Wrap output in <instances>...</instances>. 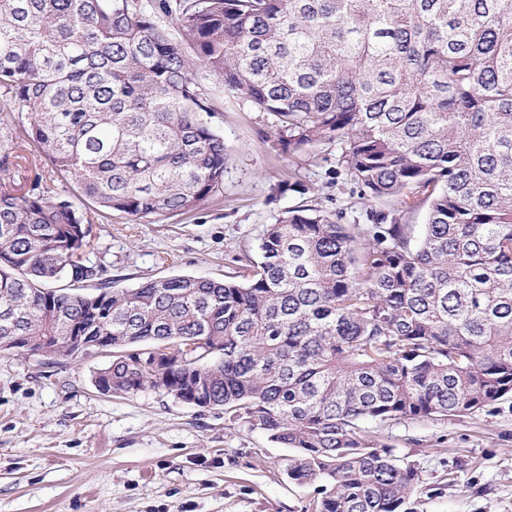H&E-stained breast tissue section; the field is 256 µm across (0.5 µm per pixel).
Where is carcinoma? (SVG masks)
Returning <instances> with one entry per match:
<instances>
[{
    "instance_id": "carcinoma-1",
    "label": "carcinoma",
    "mask_w": 512,
    "mask_h": 512,
    "mask_svg": "<svg viewBox=\"0 0 512 512\" xmlns=\"http://www.w3.org/2000/svg\"><path fill=\"white\" fill-rule=\"evenodd\" d=\"M198 69L286 144H338L368 197L425 192V224L300 206L239 278L112 288L82 207L183 215L223 182ZM16 112L29 126L0 150V349L72 357L74 326L111 337L100 391L190 404L203 389L297 450L289 477L321 483L316 512H401L416 486L362 425L512 395V0H0V123ZM25 143L50 170L18 194ZM63 278L97 293L51 287Z\"/></svg>"
}]
</instances>
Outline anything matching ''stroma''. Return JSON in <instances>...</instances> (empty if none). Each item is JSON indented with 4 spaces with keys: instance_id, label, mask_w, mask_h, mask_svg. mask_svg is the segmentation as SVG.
<instances>
[{
    "instance_id": "obj_1",
    "label": "stroma",
    "mask_w": 512,
    "mask_h": 512,
    "mask_svg": "<svg viewBox=\"0 0 512 512\" xmlns=\"http://www.w3.org/2000/svg\"><path fill=\"white\" fill-rule=\"evenodd\" d=\"M208 117L230 159L224 180L186 215L93 223L92 261L117 289L150 278L223 281L256 257L266 225L311 205L366 221L336 144L283 145L272 117L217 95ZM108 351L78 357L0 352V512H315L314 484L290 479L295 449L220 407L147 389L114 395L94 383ZM419 474L404 512H512V396L441 420L366 425Z\"/></svg>"
}]
</instances>
